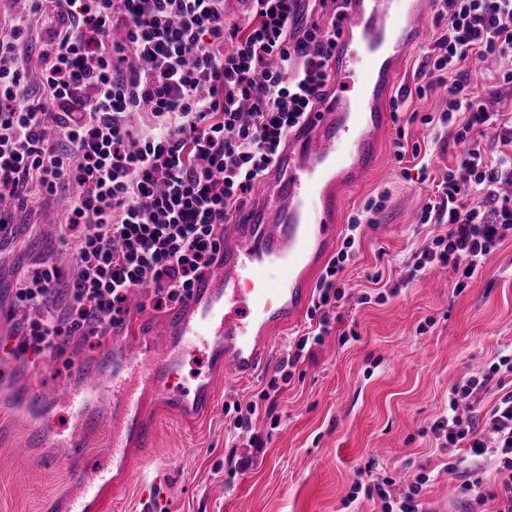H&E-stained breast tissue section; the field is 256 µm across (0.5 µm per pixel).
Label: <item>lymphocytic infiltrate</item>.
<instances>
[{"label":"lymphocytic infiltrate","instance_id":"1","mask_svg":"<svg viewBox=\"0 0 512 512\" xmlns=\"http://www.w3.org/2000/svg\"><path fill=\"white\" fill-rule=\"evenodd\" d=\"M23 0V17L0 38V200L65 191L69 205L61 241L76 237L71 271L37 261L21 281L19 301L41 306L58 293L67 305L25 327L18 348L50 354L62 337L105 335L129 313L128 296L154 293L161 308L188 297L224 252V226L268 174L288 134L326 98L330 59L343 33L340 0H240L246 26L227 24L224 0ZM439 36L425 54L418 96L447 88L448 110L424 116L449 128L462 151L435 185L420 223L432 226L405 265L407 280L435 265L472 278L512 234V125L499 123L489 101L473 92L472 57L503 61L512 85V0H438ZM49 24L35 59L28 15ZM42 93H28L32 74ZM497 126L495 142L484 130ZM386 195L351 217L343 243L316 284V328L299 336L282 359L272 391L312 355L344 297L339 277L362 225ZM512 358L464 376L448 391V410L430 431L447 450L444 470L492 464L498 484L466 480L476 505L512 512ZM492 390L483 409L478 395ZM425 475L400 495L387 480L355 483L378 497L382 512H430Z\"/></svg>","mask_w":512,"mask_h":512}]
</instances>
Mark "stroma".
<instances>
[{
	"label": "stroma",
	"mask_w": 512,
	"mask_h": 512,
	"mask_svg": "<svg viewBox=\"0 0 512 512\" xmlns=\"http://www.w3.org/2000/svg\"><path fill=\"white\" fill-rule=\"evenodd\" d=\"M395 126L383 133L369 175L357 186L338 182L339 224L365 202L388 192L342 274L345 296L331 313V327L312 357L299 364L275 399L274 417H258L251 439L233 438L226 403L259 400L276 366L238 384L214 377L209 411L185 423L154 392L144 417L153 430L151 451L132 453L130 472H118L90 512H380L378 500L351 492L360 470L375 463V475L391 479L398 494L408 470L429 475L423 494L434 512H472L460 485L465 471L442 473L443 455L428 434L448 403L449 388L465 374L512 356V237L506 239L463 290L453 283L427 287L404 282L400 270L423 242L416 215L438 179L454 167L459 148L451 138L434 139L417 122L408 141L425 160L397 164ZM63 195L35 197L5 211L0 232V336L25 325L15 286L41 256L63 269L73 265V244H62ZM388 260L385 288L365 275ZM370 303H361V296ZM58 355L41 360L0 351V512H66L75 474L111 465L108 413L85 428L64 412L57 423L78 430L84 451L56 444L44 454L21 402L31 381L48 386L77 382L76 363L107 366L111 339L66 340ZM251 457L248 470L231 473V456Z\"/></svg>",
	"instance_id": "1"
}]
</instances>
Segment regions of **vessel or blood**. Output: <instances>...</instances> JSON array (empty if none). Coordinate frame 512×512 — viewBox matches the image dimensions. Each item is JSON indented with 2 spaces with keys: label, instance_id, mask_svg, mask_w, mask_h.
<instances>
[{
  "label": "vessel or blood",
  "instance_id": "b4317fda",
  "mask_svg": "<svg viewBox=\"0 0 512 512\" xmlns=\"http://www.w3.org/2000/svg\"><path fill=\"white\" fill-rule=\"evenodd\" d=\"M433 0H346L345 31L336 44L332 100L288 136L272 169L275 188L260 205L224 227V256L154 326L152 335L112 339V366L77 364L81 385L33 383L26 400L55 404L96 424L112 409V459L129 463L134 446L152 444L142 418L144 389L154 386L184 421L213 402V373L229 382L256 376L272 355L274 334L298 321L312 300L310 282L339 234L336 180H363L391 114L384 101L408 50L424 43L420 23ZM203 362L181 379L187 357ZM107 478L104 468L79 473L68 512H86Z\"/></svg>",
  "mask_w": 512,
  "mask_h": 512
}]
</instances>
